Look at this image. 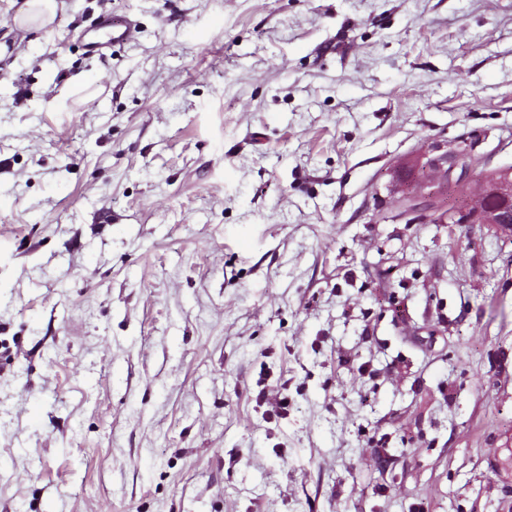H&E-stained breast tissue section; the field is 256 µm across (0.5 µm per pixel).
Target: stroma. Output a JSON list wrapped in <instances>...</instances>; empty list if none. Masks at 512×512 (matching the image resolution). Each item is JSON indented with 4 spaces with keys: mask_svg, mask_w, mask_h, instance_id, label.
I'll use <instances>...</instances> for the list:
<instances>
[{
    "mask_svg": "<svg viewBox=\"0 0 512 512\" xmlns=\"http://www.w3.org/2000/svg\"><path fill=\"white\" fill-rule=\"evenodd\" d=\"M23 6L0 512H512V235L383 218L434 144L512 164V0ZM56 1L28 0L27 9L14 19V26L21 33L20 41L25 39L26 33L52 22L58 8ZM140 33L139 26L130 17H116L111 14L102 15L95 28L88 33L82 46L92 56H104L124 48Z\"/></svg>",
    "mask_w": 512,
    "mask_h": 512,
    "instance_id": "obj_1",
    "label": "stroma"
}]
</instances>
